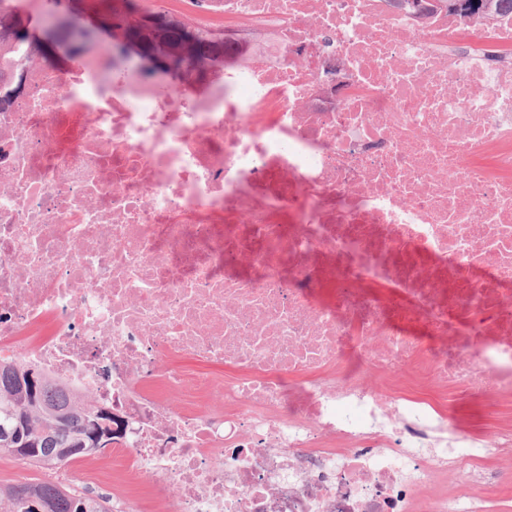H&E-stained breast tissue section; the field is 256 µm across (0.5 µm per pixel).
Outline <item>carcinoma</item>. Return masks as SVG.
Returning a JSON list of instances; mask_svg holds the SVG:
<instances>
[{
  "instance_id": "obj_1",
  "label": "carcinoma",
  "mask_w": 512,
  "mask_h": 512,
  "mask_svg": "<svg viewBox=\"0 0 512 512\" xmlns=\"http://www.w3.org/2000/svg\"><path fill=\"white\" fill-rule=\"evenodd\" d=\"M0 0V50L13 45L25 49V59L33 61L40 52L39 39L23 25L18 7H5ZM123 13L117 14L116 0H86L85 10L70 19L71 29L80 37L86 35L90 11L96 20L110 29L112 38L130 52H140L152 60L169 61L176 68L207 69L213 57L205 51L211 34L196 32L187 36L185 25L175 20L148 19L133 8L135 0H122ZM423 5V9L445 8L450 13L478 19L493 17L498 11L512 7V0H395ZM21 358L0 360V432L18 428L37 440L38 453L17 454L0 444V451L34 467L48 471L61 470L71 463L93 456L112 447V439L92 444L85 440L89 423L97 416L112 412L76 392L69 391L42 376L41 385L33 393L25 387ZM42 502L45 512H112L109 498L92 496L61 483L17 482L0 484V512H29L27 498Z\"/></svg>"
}]
</instances>
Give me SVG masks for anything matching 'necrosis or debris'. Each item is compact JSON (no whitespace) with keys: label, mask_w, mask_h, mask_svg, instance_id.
Listing matches in <instances>:
<instances>
[{"label":"necrosis or debris","mask_w":512,"mask_h":512,"mask_svg":"<svg viewBox=\"0 0 512 512\" xmlns=\"http://www.w3.org/2000/svg\"><path fill=\"white\" fill-rule=\"evenodd\" d=\"M138 5L223 62L21 63L0 110V359L111 408L112 512L512 500V11ZM460 402L462 408V427L476 433H483L492 427L489 410L493 404V400L486 397L465 394L462 395Z\"/></svg>","instance_id":"1"}]
</instances>
